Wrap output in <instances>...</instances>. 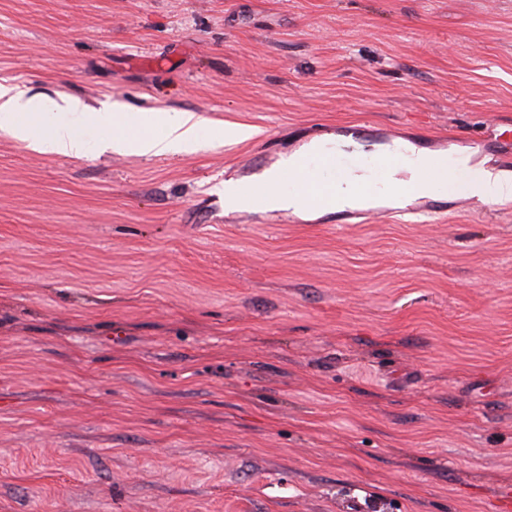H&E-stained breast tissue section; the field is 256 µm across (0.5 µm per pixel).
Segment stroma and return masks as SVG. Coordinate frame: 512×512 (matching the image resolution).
Returning <instances> with one entry per match:
<instances>
[{
  "label": "stroma",
  "mask_w": 512,
  "mask_h": 512,
  "mask_svg": "<svg viewBox=\"0 0 512 512\" xmlns=\"http://www.w3.org/2000/svg\"><path fill=\"white\" fill-rule=\"evenodd\" d=\"M0 84L204 129L79 160L0 130V512L512 500V201L224 207L349 123L505 164L512 0H0ZM259 189L250 192L257 203V206L265 205L267 190L263 184H255ZM247 184L234 182L232 180L224 182V202L225 207L232 210H245L252 205L251 195Z\"/></svg>",
  "instance_id": "1"
}]
</instances>
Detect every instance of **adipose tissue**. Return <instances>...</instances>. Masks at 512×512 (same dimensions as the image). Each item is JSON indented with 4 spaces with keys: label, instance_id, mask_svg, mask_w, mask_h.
Instances as JSON below:
<instances>
[{
    "label": "adipose tissue",
    "instance_id": "ef3b65f1",
    "mask_svg": "<svg viewBox=\"0 0 512 512\" xmlns=\"http://www.w3.org/2000/svg\"><path fill=\"white\" fill-rule=\"evenodd\" d=\"M0 129L41 153L66 158H83L92 153L117 152L136 156H172L194 152L202 140V124L189 112L158 111L143 116L123 110L95 111L76 98L55 99L43 94L0 85ZM393 149L402 158V183L412 199L430 196L425 171L435 170L447 179L453 159L433 154L400 141ZM300 161L299 155L283 158L265 170L262 179L271 192L268 207L300 215L310 207L304 192L278 189L281 174ZM462 188L467 196L512 201V175L485 167L473 168Z\"/></svg>",
    "mask_w": 512,
    "mask_h": 512
}]
</instances>
